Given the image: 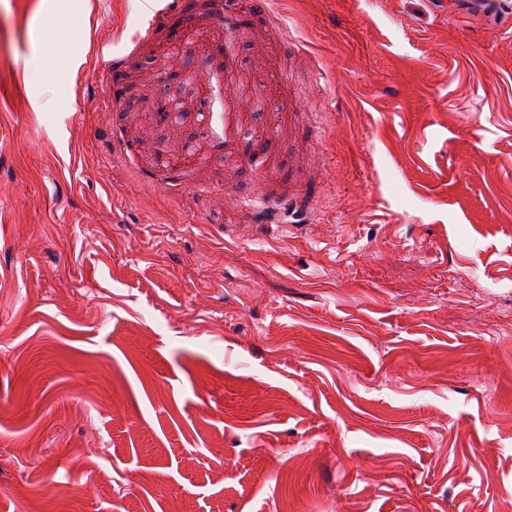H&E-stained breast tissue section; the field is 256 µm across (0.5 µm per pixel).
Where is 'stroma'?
Returning <instances> with one entry per match:
<instances>
[{"instance_id": "35a3bbf8", "label": "stroma", "mask_w": 512, "mask_h": 512, "mask_svg": "<svg viewBox=\"0 0 512 512\" xmlns=\"http://www.w3.org/2000/svg\"><path fill=\"white\" fill-rule=\"evenodd\" d=\"M149 10L0 0V512H512V14Z\"/></svg>"}]
</instances>
